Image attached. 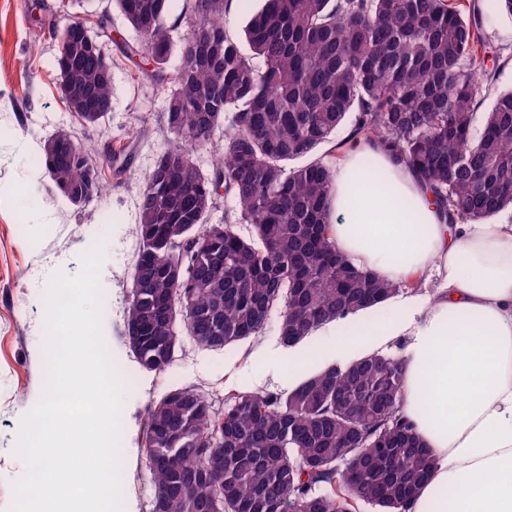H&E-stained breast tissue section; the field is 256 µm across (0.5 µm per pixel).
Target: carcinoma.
Here are the masks:
<instances>
[{"mask_svg": "<svg viewBox=\"0 0 512 512\" xmlns=\"http://www.w3.org/2000/svg\"><path fill=\"white\" fill-rule=\"evenodd\" d=\"M177 67L171 0H113L139 37L125 54L172 80V140L139 196V250L124 329L147 372L166 370L180 325L199 347L257 336L280 311L292 347L328 322L371 310L402 291L355 265L329 232L335 168L290 162L350 137L379 143L428 186L449 224H479L512 205V89L495 93L479 10L449 0H265L244 30L224 23L231 0H190ZM74 16L55 30L61 81L111 96L112 79ZM483 113L479 133L473 132ZM224 140L214 143L216 131ZM45 172L68 202L104 191L89 147ZM213 149L210 173L193 154ZM224 190L235 221L206 224ZM249 224L251 237L237 227ZM402 360L373 351L332 363L286 394L230 390L224 410L192 388L146 409L142 446L152 512H406L435 460L398 412Z\"/></svg>", "mask_w": 512, "mask_h": 512, "instance_id": "cac0c4a2", "label": "carcinoma"}]
</instances>
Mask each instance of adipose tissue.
<instances>
[{
    "mask_svg": "<svg viewBox=\"0 0 512 512\" xmlns=\"http://www.w3.org/2000/svg\"><path fill=\"white\" fill-rule=\"evenodd\" d=\"M330 233L380 278L420 276L434 291L392 297L385 322L333 335L284 369L294 377L408 337L399 412L437 467L407 512H512V224H445L407 168L361 141L343 150Z\"/></svg>",
    "mask_w": 512,
    "mask_h": 512,
    "instance_id": "1",
    "label": "adipose tissue"
}]
</instances>
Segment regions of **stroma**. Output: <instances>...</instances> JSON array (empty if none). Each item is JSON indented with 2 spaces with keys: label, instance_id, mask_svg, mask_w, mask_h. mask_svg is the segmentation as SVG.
<instances>
[{
  "label": "stroma",
  "instance_id": "stroma-1",
  "mask_svg": "<svg viewBox=\"0 0 512 512\" xmlns=\"http://www.w3.org/2000/svg\"><path fill=\"white\" fill-rule=\"evenodd\" d=\"M482 35L506 63L494 90L512 88V19L498 0H477ZM60 0H0V512H8L13 482L25 466L16 453L23 420L47 377L45 321L57 275L74 276L82 257L101 249V337L123 379L120 413L121 512H152L154 483L141 441L145 409L166 391L191 387L223 408L226 389L285 394L295 383L279 366L289 349L272 314L257 338L215 351L182 338L170 367L143 370L123 339L138 240L139 189L166 145V106L174 86L143 76V61L122 49L136 32L106 0H74L69 14L93 21L112 65V109L98 125L82 126L59 88L55 25ZM108 13L107 30L97 28ZM101 154L105 190L84 208L54 192L41 167L44 142L58 131Z\"/></svg>",
  "mask_w": 512,
  "mask_h": 512
}]
</instances>
